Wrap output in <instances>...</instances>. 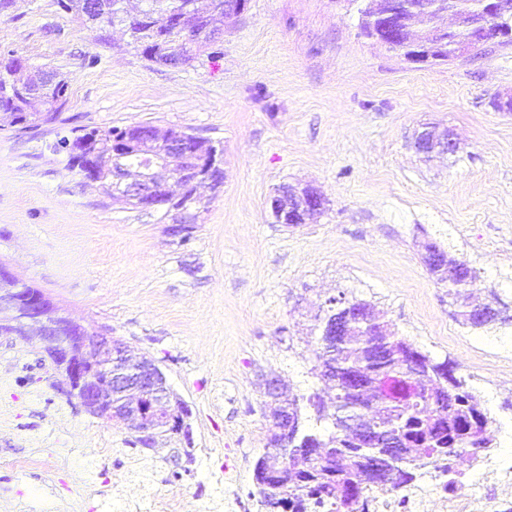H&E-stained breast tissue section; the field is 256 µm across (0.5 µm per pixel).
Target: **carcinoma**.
Wrapping results in <instances>:
<instances>
[{"label": "carcinoma", "instance_id": "obj_1", "mask_svg": "<svg viewBox=\"0 0 512 512\" xmlns=\"http://www.w3.org/2000/svg\"><path fill=\"white\" fill-rule=\"evenodd\" d=\"M85 0H58L62 9L83 26L98 32V40L116 25L127 28L130 43L147 60V52L166 45L173 52L185 51L192 56L208 50L212 41L192 43L186 35L168 23L171 14L191 10L197 26L203 27L207 15L224 7V0H141L136 10L139 18H130L126 0H97L99 8L86 12ZM433 15L453 5L466 15L477 11L479 0H415ZM471 30L462 28L444 35L448 53L470 39ZM22 67L13 56L0 57V85ZM51 108L30 123L38 128L54 122L68 103V84L59 77L45 90ZM87 134L73 140L62 139L59 146L69 152L72 165L86 166L82 141ZM439 264L428 269L436 280L448 285V303L457 308L463 324L484 329L496 324L512 326V315L484 305L481 313L465 301L467 288L478 279L474 268L451 258L443 250ZM329 307L343 319L336 332L328 333L318 342L316 373L322 366L336 369V397L332 409L309 396L315 411V425L302 424L300 398L288 395V409L297 425L286 432L274 430L267 451L259 457L254 476L261 496V505L268 508L271 498L286 502L287 512H317L328 506L331 512H345L342 505L351 503L352 512H364L367 494L377 486L400 488L417 479V470L428 464L451 461L460 456L477 457L492 447L488 428L494 419L481 399L469 390L465 378L454 372L448 361H437L419 350L405 338L396 335L389 325L374 316L372 306L362 299L329 301ZM366 419L380 429L400 435L410 455L390 459L386 451L359 433L354 421ZM285 448L288 460L275 463L273 450Z\"/></svg>", "mask_w": 512, "mask_h": 512}]
</instances>
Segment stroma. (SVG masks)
<instances>
[{"label":"stroma","mask_w":512,"mask_h":512,"mask_svg":"<svg viewBox=\"0 0 512 512\" xmlns=\"http://www.w3.org/2000/svg\"><path fill=\"white\" fill-rule=\"evenodd\" d=\"M357 0H248L223 23L221 53L160 67L114 27L109 43L56 0H13L0 55L54 68L68 83L59 118L20 131L0 122V265L90 331L159 361L192 411L193 460L181 477L162 449L131 453L130 430L68 397L39 339L0 338V512H135L149 485L183 512H223L211 484L235 466L241 491L273 431L265 378L294 394L335 391L313 376L316 315L328 299L370 302L392 330L467 377L512 447V329H473L424 257L435 244L475 268V302L512 303V46L465 61L406 62L366 38ZM148 123L222 149L224 183L200 188L188 241L160 211L114 203L73 168L61 139ZM453 130L456 153L410 146L424 124ZM326 198L308 223H275L274 189ZM508 356L490 382L479 350ZM64 469L23 473L15 458Z\"/></svg>","instance_id":"obj_1"}]
</instances>
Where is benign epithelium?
Listing matches in <instances>:
<instances>
[{"label": "benign epithelium", "instance_id": "1", "mask_svg": "<svg viewBox=\"0 0 512 512\" xmlns=\"http://www.w3.org/2000/svg\"><path fill=\"white\" fill-rule=\"evenodd\" d=\"M391 0H369L362 11L369 24L363 33L411 64L437 65L467 57L476 39L464 43L449 57L441 55L439 35L451 28L434 22L431 33L417 38H396L391 17ZM479 17L471 24L476 31L494 32V42L512 45V0H480ZM45 73L27 69L24 85L29 99H44ZM196 136L179 129L160 131L149 125L136 136L114 134L106 144H95L91 158L95 168L86 179L100 184L113 199L141 209H155L169 202H181L187 189L205 184L217 191L222 184L212 173L222 170L216 156L193 147ZM413 146L425 156L435 152L452 154L457 149L453 134L435 126L415 131ZM197 194L181 206L169 232L186 237L195 223ZM273 217L292 226L304 224L326 207L325 197L312 187L282 184L269 199ZM25 340L38 336L54 358L56 369L67 380V393L97 418L125 425L153 449L159 434L190 439V409L171 389L162 367L153 359L133 355L125 343L99 332H88L64 315L62 309L42 292L23 288L19 280L0 266V337ZM270 405L288 400V387L273 378L266 383Z\"/></svg>", "mask_w": 512, "mask_h": 512}]
</instances>
